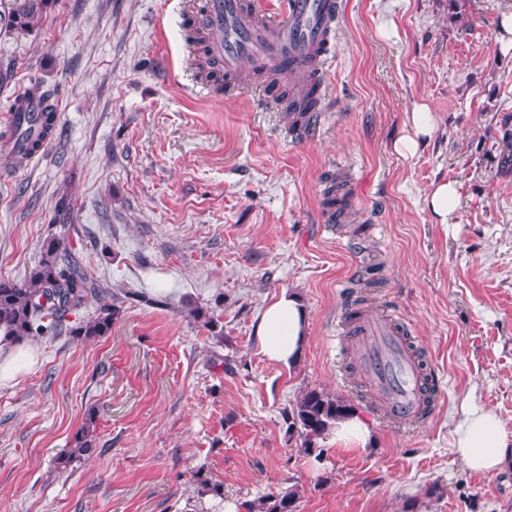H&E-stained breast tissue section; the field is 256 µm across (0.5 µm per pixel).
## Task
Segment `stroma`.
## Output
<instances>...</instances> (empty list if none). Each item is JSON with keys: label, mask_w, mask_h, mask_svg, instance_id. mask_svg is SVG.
Instances as JSON below:
<instances>
[{"label": "stroma", "mask_w": 512, "mask_h": 512, "mask_svg": "<svg viewBox=\"0 0 512 512\" xmlns=\"http://www.w3.org/2000/svg\"><path fill=\"white\" fill-rule=\"evenodd\" d=\"M193 5L53 0L35 27L0 23V278L26 280L65 196L67 243L132 294L108 335L33 339L36 367L0 385V512H224L294 484L297 512H512V460L477 473L454 446L474 407L512 438V170L499 147L512 0H341L319 118L300 133L264 84L228 95L199 77ZM36 83L59 121L17 167L1 133ZM420 104L433 132L401 155ZM448 180L459 202L439 224L424 198ZM333 185L350 221L328 218ZM283 291L310 313L292 368L256 345ZM354 301L397 314L434 365L440 397L422 426L363 395L357 353L337 340ZM314 388L350 400L372 427L366 447L303 452L285 418ZM91 410L95 451L58 469ZM202 478L222 496L200 494Z\"/></svg>", "instance_id": "obj_1"}]
</instances>
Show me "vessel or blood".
<instances>
[{"mask_svg": "<svg viewBox=\"0 0 512 512\" xmlns=\"http://www.w3.org/2000/svg\"><path fill=\"white\" fill-rule=\"evenodd\" d=\"M339 0H284L279 14L266 15L255 0H202L197 23L205 47L222 60L228 80L242 84L267 75L299 72L323 80L330 58ZM340 344L361 346L366 392L391 421L426 423L438 401V380L409 330L391 314L357 321L341 318Z\"/></svg>", "mask_w": 512, "mask_h": 512, "instance_id": "b4317fda", "label": "vessel or blood"}]
</instances>
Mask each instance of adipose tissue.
I'll return each mask as SVG.
<instances>
[{
  "mask_svg": "<svg viewBox=\"0 0 512 512\" xmlns=\"http://www.w3.org/2000/svg\"><path fill=\"white\" fill-rule=\"evenodd\" d=\"M309 333V315L298 298L281 292L269 300L260 315L256 336L260 354L270 363L295 365ZM456 452L474 472L499 469L512 455V439L492 409L472 410L455 431Z\"/></svg>",
  "mask_w": 512,
  "mask_h": 512,
  "instance_id": "ef3b65f1",
  "label": "adipose tissue"
}]
</instances>
